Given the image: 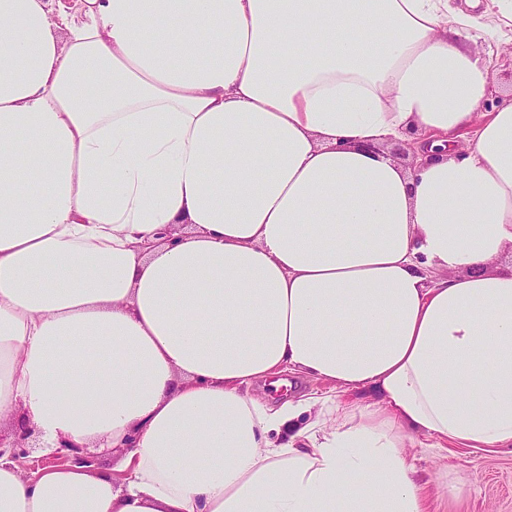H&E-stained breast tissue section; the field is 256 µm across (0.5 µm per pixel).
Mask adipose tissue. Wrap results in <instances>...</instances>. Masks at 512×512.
<instances>
[{"instance_id": "ef3b65f1", "label": "adipose tissue", "mask_w": 512, "mask_h": 512, "mask_svg": "<svg viewBox=\"0 0 512 512\" xmlns=\"http://www.w3.org/2000/svg\"><path fill=\"white\" fill-rule=\"evenodd\" d=\"M483 16L512 0H0V428L119 457L0 458V512H426L407 443L512 450ZM286 371L341 393L250 395Z\"/></svg>"}]
</instances>
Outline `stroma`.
<instances>
[{
  "label": "stroma",
  "mask_w": 512,
  "mask_h": 512,
  "mask_svg": "<svg viewBox=\"0 0 512 512\" xmlns=\"http://www.w3.org/2000/svg\"><path fill=\"white\" fill-rule=\"evenodd\" d=\"M472 44L487 53L496 84L485 103L492 112L512 102V46L495 25L471 30ZM330 383L285 373L276 385H254L253 395L278 403L304 393L323 395ZM425 483L429 512H512V454L480 451L461 445L431 447L419 438L404 450Z\"/></svg>",
  "instance_id": "1"
}]
</instances>
